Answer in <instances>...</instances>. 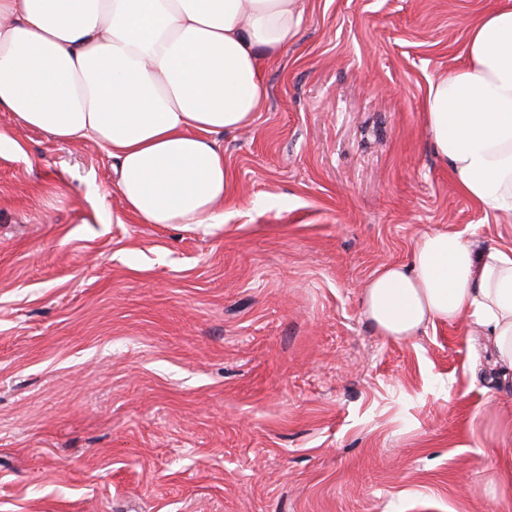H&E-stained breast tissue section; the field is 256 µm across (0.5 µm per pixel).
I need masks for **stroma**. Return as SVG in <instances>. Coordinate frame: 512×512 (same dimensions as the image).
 <instances>
[{
    "label": "stroma",
    "mask_w": 512,
    "mask_h": 512,
    "mask_svg": "<svg viewBox=\"0 0 512 512\" xmlns=\"http://www.w3.org/2000/svg\"><path fill=\"white\" fill-rule=\"evenodd\" d=\"M512 0H308L225 135L222 228L115 215L112 161L0 112V512L492 508L512 373L469 325L380 335L361 291L436 229L512 246L424 128Z\"/></svg>",
    "instance_id": "obj_1"
}]
</instances>
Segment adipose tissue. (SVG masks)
<instances>
[{"mask_svg": "<svg viewBox=\"0 0 512 512\" xmlns=\"http://www.w3.org/2000/svg\"><path fill=\"white\" fill-rule=\"evenodd\" d=\"M307 0H0V112L54 140L91 139L145 224L219 227L234 173L223 136L253 126L265 69ZM467 64L430 81L425 126L456 188L512 222V8L466 34ZM382 335L468 321L512 371V247L436 230L363 291Z\"/></svg>", "mask_w": 512, "mask_h": 512, "instance_id": "1", "label": "adipose tissue"}]
</instances>
